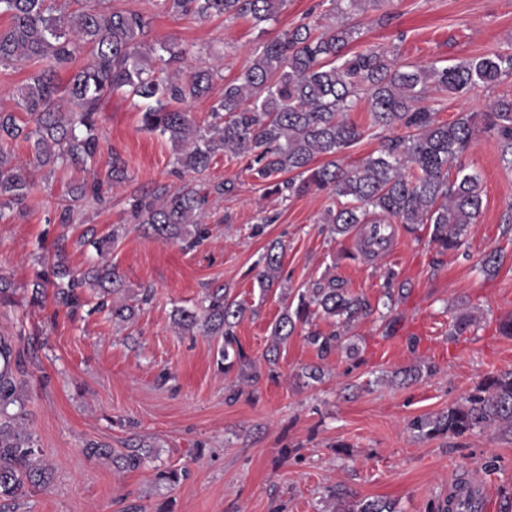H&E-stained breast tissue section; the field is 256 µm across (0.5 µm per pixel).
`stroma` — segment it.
<instances>
[{
	"mask_svg": "<svg viewBox=\"0 0 512 512\" xmlns=\"http://www.w3.org/2000/svg\"><path fill=\"white\" fill-rule=\"evenodd\" d=\"M113 3L150 17V41L178 42L199 65L221 66L223 78L209 97L185 105L201 125L261 38L322 12L319 0H288L276 20L257 28L247 19L174 17L157 0ZM385 13L390 21L379 23ZM360 22V43L393 50L402 65L449 66L512 46V0H381ZM503 95L512 96V77L429 103L450 122L486 111ZM367 109L358 102L350 119L367 127ZM99 131L128 163L126 181L105 201L71 202L68 190L82 172L46 169L23 211L0 221V274L16 286L14 304L0 305V336L24 353L27 428L54 468L49 486L20 500L17 512H331L334 490L392 501L397 512H434L462 478L484 491L488 512H512V436L429 438L411 427L475 393L486 376L512 370V337L499 331L512 317V168L494 138L479 135L463 157L481 176L483 208L458 250L438 251L427 226L410 233L398 224L388 246L368 258L360 252L368 225L338 236L324 224L327 211L340 205L335 195L266 194L240 160L223 154L202 179L233 181L235 191L212 199L202 244L186 250L148 235L128 217L131 196L175 189L192 177L177 172L173 144L143 131L139 111L124 96L105 101ZM386 135L368 129L347 150L344 167L377 155ZM67 203L73 221L62 224L57 216ZM266 215L272 223H263ZM112 233L109 259L126 296L153 291L132 322L85 307L73 316L59 313L49 295L32 302V281L57 238L65 240L67 265L83 272L99 259L97 240ZM274 242L283 247L286 283L265 292L256 281L258 261ZM492 250L500 262L489 275L481 260ZM332 275L366 300L369 315L324 360L307 343L306 325L297 324L269 366L272 324L296 309L299 293ZM390 277L404 291L388 309ZM220 287L246 309L236 333L248 364L228 374L216 367L215 339L181 333L173 323L176 309ZM462 314L473 322L457 336L453 323ZM319 362L321 380L303 377ZM422 362L432 373L404 380L403 371ZM138 441L153 455L133 471L84 452L90 442L120 450ZM159 466L188 475L167 488L154 481Z\"/></svg>",
	"mask_w": 512,
	"mask_h": 512,
	"instance_id": "obj_1",
	"label": "stroma"
}]
</instances>
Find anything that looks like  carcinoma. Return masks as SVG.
<instances>
[{
    "label": "carcinoma",
    "instance_id": "carcinoma-1",
    "mask_svg": "<svg viewBox=\"0 0 512 512\" xmlns=\"http://www.w3.org/2000/svg\"><path fill=\"white\" fill-rule=\"evenodd\" d=\"M168 14L198 19L249 17L258 26L276 19L287 0H158ZM378 0H322L332 18L325 26L300 23L265 40L255 49L238 77L224 82L220 98L204 127L182 108L206 97L221 77L212 67H197L190 51L177 42L148 43L149 19L136 11L92 3L79 12L57 14L55 0H0V66L35 61L38 70L18 89L17 106L30 116L24 122L14 112L0 111V220L5 210L19 209L35 186V173L45 167L70 166L89 177L71 186L73 200L101 199L105 182L90 174L103 150L98 114L114 94L135 100L142 128L168 137L179 147L178 169L201 174L220 152L244 162L254 178L272 184L271 192L290 195L330 191L345 199L330 209L324 223L343 235L355 224H369L366 251L383 248L386 225L408 230L429 226L430 242L442 251H455L476 223L482 209L480 177L466 171L463 155L479 132L494 136L502 161L512 167V97L492 100L484 112L463 113L442 122L434 108L422 104L428 88L442 95L464 97L512 76V52L478 56L445 67L403 66L379 48L352 50L360 23L354 16ZM87 56L90 63L77 64ZM368 99L369 127L400 129L386 139L375 157L346 170L340 154L365 135L348 118L361 97ZM31 144L27 161L16 158L12 143ZM112 184L127 178V164L110 153ZM235 191L231 181L186 184L177 191L145 190L132 196V216L153 233L192 249L205 237L201 224L212 195ZM51 271L37 275L32 300L39 302L48 286L57 288L55 305L74 314L83 306L79 289L99 290L97 309L118 322H130L151 291L130 304L120 296L124 284L116 266L101 262L80 275L65 266L58 246ZM257 273L267 291L282 281V250L266 248ZM67 279L63 287L56 280ZM198 309L181 308L174 323L191 334L221 340L216 364L227 373L247 359L235 327L245 307L228 293L216 290ZM367 309L343 281L316 282L299 296L294 313L287 311L272 325L278 344L309 323L310 314L349 324ZM306 340L322 359L336 351L340 336L309 330ZM22 354L0 338V512L29 493L46 488L52 467L41 460L42 450L27 431V413L20 399L24 386ZM426 437L464 436L474 431L512 433V370L489 375L464 401L436 416L413 420ZM86 454L123 470L140 468L151 449L138 445L116 452L107 444L89 443ZM335 512H396L379 499L350 498L338 492ZM438 512H480L477 499L457 493Z\"/></svg>",
    "mask_w": 512,
    "mask_h": 512
}]
</instances>
